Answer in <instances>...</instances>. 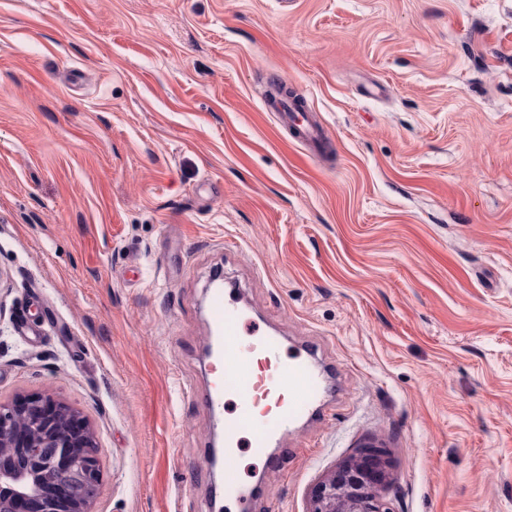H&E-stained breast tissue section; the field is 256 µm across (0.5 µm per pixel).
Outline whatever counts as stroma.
Here are the masks:
<instances>
[{"instance_id": "stroma-1", "label": "stroma", "mask_w": 512, "mask_h": 512, "mask_svg": "<svg viewBox=\"0 0 512 512\" xmlns=\"http://www.w3.org/2000/svg\"><path fill=\"white\" fill-rule=\"evenodd\" d=\"M218 267L335 384L275 466L240 448L254 512L364 446L393 512H512V0H0V400L85 416L93 512H236ZM266 109L277 111L275 114L284 127H288L291 135L301 144L313 150L327 147V135L316 117L303 108L300 109L292 98L264 101Z\"/></svg>"}]
</instances>
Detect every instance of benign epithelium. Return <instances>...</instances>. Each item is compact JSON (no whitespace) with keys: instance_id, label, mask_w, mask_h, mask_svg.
Returning <instances> with one entry per match:
<instances>
[{"instance_id":"benign-epithelium-1","label":"benign epithelium","mask_w":512,"mask_h":512,"mask_svg":"<svg viewBox=\"0 0 512 512\" xmlns=\"http://www.w3.org/2000/svg\"><path fill=\"white\" fill-rule=\"evenodd\" d=\"M100 478L94 433L80 413L49 392L0 402V512H92ZM366 453L312 489L307 512H393Z\"/></svg>"}]
</instances>
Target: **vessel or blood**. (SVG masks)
Wrapping results in <instances>:
<instances>
[{"label":"vessel or blood","instance_id":"1","mask_svg":"<svg viewBox=\"0 0 512 512\" xmlns=\"http://www.w3.org/2000/svg\"><path fill=\"white\" fill-rule=\"evenodd\" d=\"M264 106L275 110L280 124L288 127L298 142L314 150L326 148L323 126L294 99L268 100ZM208 314L220 373L206 406L215 422L224 425V494L236 502L238 512H252V498L236 472L241 431H250L251 447L265 464H272L268 448L294 424L318 410L327 387L317 367L316 348L287 354L276 337L261 334L243 338L241 331L249 320L234 296L224 289H211ZM230 397L239 401L238 411L231 417L224 413Z\"/></svg>","mask_w":512,"mask_h":512}]
</instances>
